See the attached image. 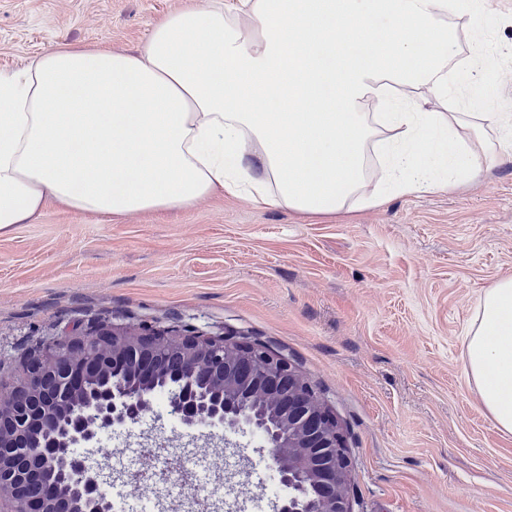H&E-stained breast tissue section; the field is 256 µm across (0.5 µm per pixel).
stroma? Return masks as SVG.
<instances>
[{
	"label": "stroma",
	"instance_id": "obj_1",
	"mask_svg": "<svg viewBox=\"0 0 512 512\" xmlns=\"http://www.w3.org/2000/svg\"><path fill=\"white\" fill-rule=\"evenodd\" d=\"M496 23L455 21L458 52L479 51L490 82L454 87V110L480 94L512 113V0H486ZM208 0H0V71L61 45L132 52L168 11ZM512 277V162L449 192L393 196L324 218L224 195L121 217L47 200L0 235V390L28 349L98 324L220 335L287 357L335 411L351 458L355 512H512V436L477 406L465 329L476 300ZM122 456L75 448L109 474L104 490L138 508L123 482L142 451L171 449L207 486L224 455L226 490L211 512H274L248 491L277 482L261 437L189 431L151 406L110 434Z\"/></svg>",
	"mask_w": 512,
	"mask_h": 512
}]
</instances>
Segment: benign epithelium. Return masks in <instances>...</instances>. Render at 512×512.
I'll use <instances>...</instances> for the list:
<instances>
[{
    "mask_svg": "<svg viewBox=\"0 0 512 512\" xmlns=\"http://www.w3.org/2000/svg\"><path fill=\"white\" fill-rule=\"evenodd\" d=\"M161 349L182 358L173 386L162 389L147 361ZM91 374L100 377L92 390ZM18 389L15 402L0 405V418L17 423L0 435V500L11 512H110L106 479L74 447L136 421L159 392L188 430L258 433L285 489L279 512H354L351 460L335 412L288 358L262 343L233 333L95 326L43 345ZM32 435L39 449L16 455ZM48 462L59 481L47 478Z\"/></svg>",
    "mask_w": 512,
    "mask_h": 512,
    "instance_id": "obj_1",
    "label": "benign epithelium"
}]
</instances>
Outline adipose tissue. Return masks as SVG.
I'll list each match as a JSON object with an SVG mask.
<instances>
[{
    "mask_svg": "<svg viewBox=\"0 0 512 512\" xmlns=\"http://www.w3.org/2000/svg\"><path fill=\"white\" fill-rule=\"evenodd\" d=\"M459 0H209L167 12L134 54L60 46L0 75V232L54 199L102 216L224 194L331 215L367 192H442L512 161L510 112L447 111ZM383 104L363 111L365 101ZM437 100L440 111L428 109ZM466 369L512 435V278L477 299Z\"/></svg>",
    "mask_w": 512,
    "mask_h": 512,
    "instance_id": "1",
    "label": "adipose tissue"
}]
</instances>
